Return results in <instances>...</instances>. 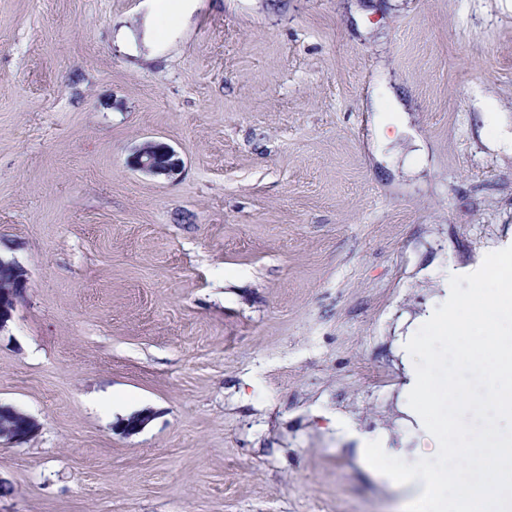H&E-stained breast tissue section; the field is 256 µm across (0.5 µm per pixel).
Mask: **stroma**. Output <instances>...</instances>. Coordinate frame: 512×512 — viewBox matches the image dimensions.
<instances>
[{"instance_id":"obj_1","label":"stroma","mask_w":512,"mask_h":512,"mask_svg":"<svg viewBox=\"0 0 512 512\" xmlns=\"http://www.w3.org/2000/svg\"><path fill=\"white\" fill-rule=\"evenodd\" d=\"M508 246L512 0H0V512H404L358 450L435 448L405 345ZM130 165L155 177H171L181 167L176 151L167 143L150 140L140 145L132 154ZM8 275L6 285L0 289V330L12 319L19 299L28 286L27 270L15 260L0 257V271ZM15 423H21L24 430L17 432ZM39 430L40 425L34 418L20 410L0 405V439L12 443H22L33 438Z\"/></svg>"}]
</instances>
